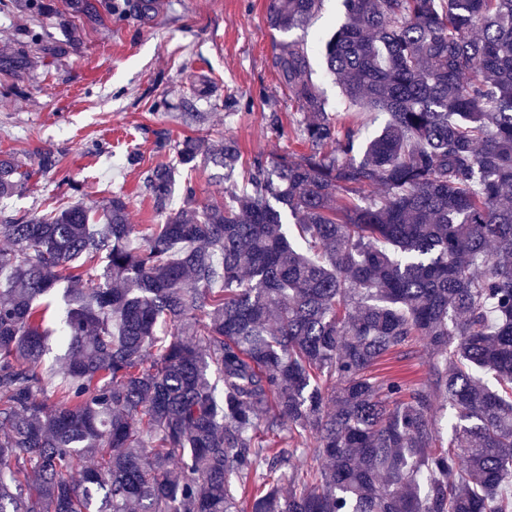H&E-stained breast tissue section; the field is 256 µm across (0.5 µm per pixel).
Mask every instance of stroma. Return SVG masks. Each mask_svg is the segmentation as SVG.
Wrapping results in <instances>:
<instances>
[{
  "label": "stroma",
  "instance_id": "obj_1",
  "mask_svg": "<svg viewBox=\"0 0 512 512\" xmlns=\"http://www.w3.org/2000/svg\"><path fill=\"white\" fill-rule=\"evenodd\" d=\"M163 2L152 27L107 19L82 29L76 54L43 59L18 80L0 75V155L32 173L22 193L0 201L6 213L76 201L94 207L117 194L130 223H156L144 173L175 163L174 144L188 134L233 138L247 162L308 152L294 133L302 114L273 65L285 41L306 42L329 112L348 121L316 43L343 22L340 0H323L307 29L286 34L268 27L267 0ZM203 79L214 82L211 95L190 97ZM15 83L23 95L7 94ZM163 99L170 109L157 108ZM187 110L203 113L204 123L186 126L180 114ZM273 113L276 128L268 124ZM44 150L60 158L58 170L35 172Z\"/></svg>",
  "mask_w": 512,
  "mask_h": 512
}]
</instances>
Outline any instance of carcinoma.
I'll use <instances>...</instances> for the list:
<instances>
[{"instance_id":"obj_1","label":"carcinoma","mask_w":512,"mask_h":512,"mask_svg":"<svg viewBox=\"0 0 512 512\" xmlns=\"http://www.w3.org/2000/svg\"><path fill=\"white\" fill-rule=\"evenodd\" d=\"M321 2L269 0L268 25L304 28ZM342 7L326 73L388 115L361 158L291 41L275 66L310 153L255 161L198 207L185 184L174 210L198 160L241 176L237 142L187 135L143 178L160 224L129 223L120 195L0 209V512H512V0ZM162 8L0 0L31 21L0 73ZM52 14L63 40L39 29ZM30 176L0 157V199ZM62 282L53 382L43 299ZM419 342L423 380L374 373Z\"/></svg>"}]
</instances>
